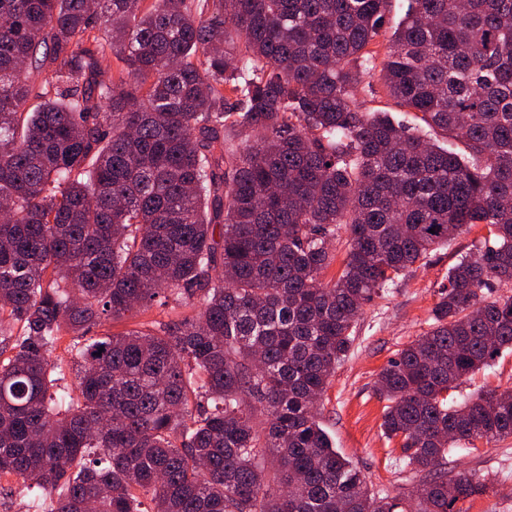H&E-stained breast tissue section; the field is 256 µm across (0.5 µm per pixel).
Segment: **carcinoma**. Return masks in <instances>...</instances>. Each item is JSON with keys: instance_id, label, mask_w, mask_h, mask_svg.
<instances>
[{"instance_id": "cac0c4a2", "label": "carcinoma", "mask_w": 512, "mask_h": 512, "mask_svg": "<svg viewBox=\"0 0 512 512\" xmlns=\"http://www.w3.org/2000/svg\"><path fill=\"white\" fill-rule=\"evenodd\" d=\"M390 2L0 0V475L41 512H404L313 406L362 305L473 224L375 390L417 512L486 491L440 465L512 436V391L448 405L512 350V0H408L382 62L462 155L355 97ZM159 296L187 312L90 335Z\"/></svg>"}]
</instances>
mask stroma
Here are the masks:
<instances>
[{
    "label": "stroma",
    "instance_id": "1",
    "mask_svg": "<svg viewBox=\"0 0 512 512\" xmlns=\"http://www.w3.org/2000/svg\"><path fill=\"white\" fill-rule=\"evenodd\" d=\"M487 235L486 225L471 226L364 305L353 328L351 350L318 402L319 417L336 448L358 464L372 489L410 493L421 483L420 476L406 467L399 440H387L383 434L384 403L375 392L376 377L400 349L429 330L449 268ZM510 388L512 353L506 351L451 390L448 400L458 403L479 390ZM442 468L451 473L472 471L485 479L486 493L469 502L468 512H512V437L450 449Z\"/></svg>",
    "mask_w": 512,
    "mask_h": 512
}]
</instances>
